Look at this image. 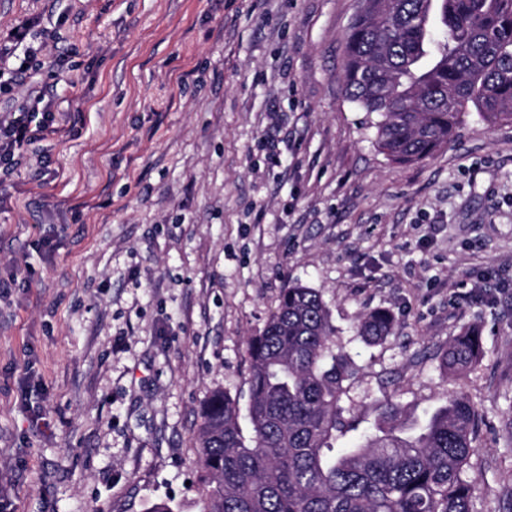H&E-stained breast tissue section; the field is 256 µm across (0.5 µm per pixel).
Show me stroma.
<instances>
[{"instance_id":"obj_1","label":"stroma","mask_w":512,"mask_h":512,"mask_svg":"<svg viewBox=\"0 0 512 512\" xmlns=\"http://www.w3.org/2000/svg\"><path fill=\"white\" fill-rule=\"evenodd\" d=\"M358 0H0L62 131L0 174V512H200V410L248 405L246 340L318 289L362 427L479 411L471 512H512V122L390 160L345 97ZM66 57L53 75L57 57ZM398 325L368 345L355 323ZM477 331L462 380L440 368ZM395 328V316L387 308H378L361 316L356 326L358 336L368 345L392 336Z\"/></svg>"}]
</instances>
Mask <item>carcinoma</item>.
Instances as JSON below:
<instances>
[{
  "label": "carcinoma",
  "instance_id": "obj_1",
  "mask_svg": "<svg viewBox=\"0 0 512 512\" xmlns=\"http://www.w3.org/2000/svg\"><path fill=\"white\" fill-rule=\"evenodd\" d=\"M345 38L343 90L374 123L378 147L401 163L454 140L473 106L489 125L512 121V0H361ZM387 308L361 316L368 345L393 335ZM335 332L320 292L286 288L263 330L247 339L245 441L235 399L218 389L201 407V512H470L466 475L479 421L458 391L419 418L377 405L375 430L343 416L350 357L330 350ZM482 352L465 332L441 357L458 376Z\"/></svg>",
  "mask_w": 512,
  "mask_h": 512
}]
</instances>
